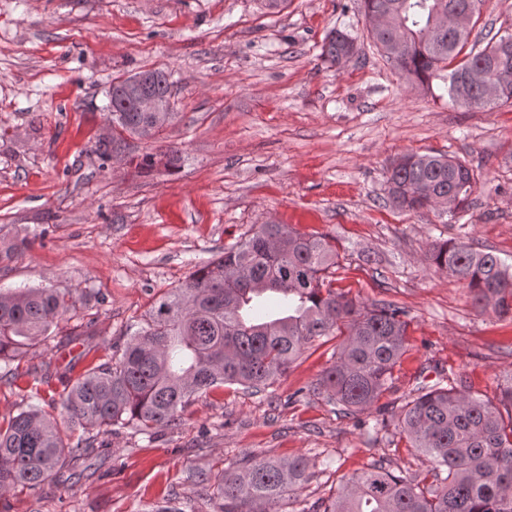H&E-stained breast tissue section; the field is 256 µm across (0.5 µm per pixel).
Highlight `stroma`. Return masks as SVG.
Here are the masks:
<instances>
[{"instance_id": "35a3bbf8", "label": "stroma", "mask_w": 512, "mask_h": 512, "mask_svg": "<svg viewBox=\"0 0 512 512\" xmlns=\"http://www.w3.org/2000/svg\"><path fill=\"white\" fill-rule=\"evenodd\" d=\"M356 39L338 65L322 56L332 29ZM512 32V0H483L473 40ZM172 73L174 120L125 138L110 159L106 92L114 78ZM181 151L179 170L141 174L139 155ZM445 153L475 177L466 204L405 211L387 195L391 160ZM323 236L337 253L331 285L356 303L408 313V350L366 410L339 413L313 388L336 341L306 350L271 390L227 385L196 396L154 437L101 430L105 452L68 477L0 497V512H151L177 494L211 512L189 475L243 459L303 458L308 483L282 512L328 497L380 463L423 479L429 459L395 432L418 387L463 385L497 404L512 383V316L479 310L463 283L438 270L432 244L464 242L512 263V101L453 103L440 81L410 84L374 47L361 0H0V291L69 289L75 316L23 349L16 381L0 382V419L31 386L41 407L67 381L105 362L148 319L154 301L259 224Z\"/></svg>"}]
</instances>
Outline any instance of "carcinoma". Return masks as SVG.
<instances>
[{"instance_id":"1","label":"carcinoma","mask_w":512,"mask_h":512,"mask_svg":"<svg viewBox=\"0 0 512 512\" xmlns=\"http://www.w3.org/2000/svg\"><path fill=\"white\" fill-rule=\"evenodd\" d=\"M473 0H362L366 18L384 16L369 37L410 81L440 79L448 97L473 108L512 100V33L464 52L471 29L432 22L438 12L466 10ZM356 54L355 39L339 30L326 38L321 56L337 64ZM145 91L170 103V74L147 68ZM112 80V130L143 137L173 118L172 112H135ZM180 151L147 153L137 163L149 172L159 162L180 168ZM387 194L401 209L463 204L473 192L468 165L445 155L403 154L389 169ZM428 259L465 283L475 303L512 313V266L465 243L437 244ZM336 253L324 238L270 220L253 235L198 267L161 296L149 319L107 361L87 369L64 388L63 412L76 438L36 404L0 426V497L16 487L37 488L62 473L76 456L96 452L97 431L131 427L153 436L178 420L191 399L225 384L261 392L309 347L330 336L344 340L315 391L346 411L370 406L386 389L391 371L408 347L406 313L390 304L368 308L326 283ZM281 300L284 312L254 320L253 302ZM76 311L68 290L17 288L0 293V363L4 375L19 350L48 338L58 318ZM397 429L432 464L421 484L374 464L348 478L327 499L301 512H512V421L498 408L456 385L417 390ZM309 478L302 458L265 457L215 475L190 480L216 500L213 512H279L288 492Z\"/></svg>"}]
</instances>
